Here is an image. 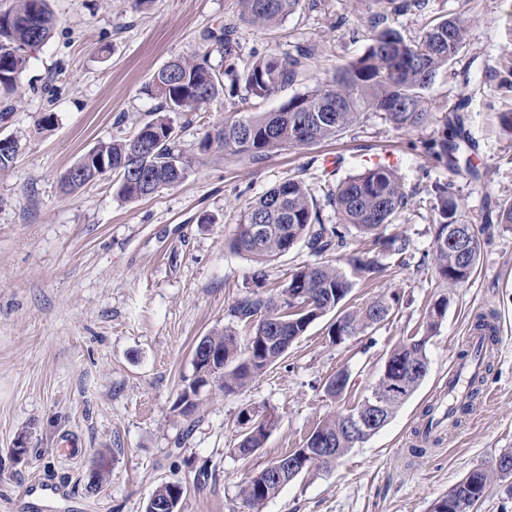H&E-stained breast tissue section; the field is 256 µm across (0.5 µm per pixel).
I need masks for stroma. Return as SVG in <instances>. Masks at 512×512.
<instances>
[{
    "mask_svg": "<svg viewBox=\"0 0 512 512\" xmlns=\"http://www.w3.org/2000/svg\"><path fill=\"white\" fill-rule=\"evenodd\" d=\"M55 25L10 96L13 110L0 136L18 152L0 172V512H19L31 478L65 487L79 512H144L157 485L187 487L180 512H250L242 489L266 463L302 447L331 413L368 396L391 350L424 332L426 313L447 299L428 346L429 372L389 423L335 465L305 471L262 512H429L474 468L493 471L512 450V224L487 215L512 202V136L499 122L512 109V0H428L424 11L389 14L386 24L417 39L429 21L469 19L466 40L448 70L424 92L435 120L416 131L392 128L367 112L336 139L272 152L264 161L219 150L204 156L179 185L135 202L119 200L111 178L72 194L61 178L99 142L126 138L153 118L157 100L143 92L174 58L207 56L224 69L210 32L237 26V52L282 53L316 46L298 80L261 102L279 108L292 96L359 57L368 45L364 0H301L277 27L240 20L238 0H50ZM469 71L462 86L458 74ZM224 96L175 118L178 141L196 152L208 130L232 111ZM463 110L481 177L450 172L426 157L438 115ZM335 168H327V158ZM391 158L411 196L389 234L410 239L408 255L380 256V272L353 281L348 303L400 292L383 323L340 343L327 331L334 314L315 320L287 355L232 395L201 393L200 421L188 427L173 406L192 374L200 337L231 329L246 339L251 324L231 313L252 293L274 295L298 267L313 263L305 244L267 262L255 285V262L229 243L246 204L301 175L327 223L336 215L327 194L374 159ZM451 183L461 221L483 243L464 285L438 279L423 258L433 251L432 183ZM492 316L501 347L490 360L467 415L441 443L412 453L415 427L464 350L477 315ZM349 384L337 399L324 386L338 370ZM273 414L264 445L240 456L237 417ZM24 438L23 458L9 453ZM104 450L106 477L89 471ZM207 468L211 478L197 484Z\"/></svg>",
    "mask_w": 512,
    "mask_h": 512,
    "instance_id": "stroma-1",
    "label": "stroma"
}]
</instances>
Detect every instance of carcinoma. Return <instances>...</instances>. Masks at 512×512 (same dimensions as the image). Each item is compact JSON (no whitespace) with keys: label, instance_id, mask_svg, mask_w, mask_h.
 Instances as JSON below:
<instances>
[{"label":"carcinoma","instance_id":"cac0c4a2","mask_svg":"<svg viewBox=\"0 0 512 512\" xmlns=\"http://www.w3.org/2000/svg\"><path fill=\"white\" fill-rule=\"evenodd\" d=\"M301 0H239L241 20L254 27H270L292 14ZM428 0H372L378 11L371 13L372 34L364 53L349 64L336 69L329 78L317 82L308 91L290 98L273 112H253V102L264 100L293 83L315 56V48L298 44L281 54L254 56L244 62L238 74L237 62L220 71L202 56L195 59L174 58L150 80L144 93L160 100L163 114L143 123L129 138L95 145L73 165L79 173H65L61 179L64 192L72 193L96 180V162L112 166L116 196L131 202L152 196L163 189L182 183L192 171L196 158L186 154L177 142L173 116L194 112L202 104L224 94V78H242V94L235 111L206 132L199 144L203 153L213 149L244 156L258 163L270 153L309 146L335 139L366 112H376L397 130L411 131L425 126L432 119L424 90L449 64L463 46L468 20L453 16L430 23L422 35L407 41L390 26L379 27L386 11L401 12L426 8ZM53 15L49 0H17L15 9L0 12V93L7 98L15 90L19 76L26 69L29 57L26 47L44 44L52 34ZM236 27L224 25L215 42L224 47V54L233 57L237 45ZM441 136L424 143V152L435 163L454 171L459 167L462 145L473 148L464 134V118L458 112L439 117ZM137 155V174L129 172L124 162L133 152ZM434 270L439 278L463 285L471 277L481 256L480 238L466 257L448 248V227L459 223L458 197L449 183L434 184ZM336 211V223H325L320 210L303 180L290 178L249 202L240 216L230 249L252 261L263 263L288 252L290 244L300 241L323 261L304 265L289 277L288 284L274 298L248 295L232 307L233 316L244 322L263 312L271 318L267 327L255 332V338L239 341L230 330L213 332L201 338L209 353L221 357L224 382L216 387L224 394H234L254 378L263 374L288 351L281 341L274 345L270 336H286L295 341L309 325L326 314L343 307L352 283L346 271L328 260L347 248L342 225L351 224L362 233L374 235L373 243L382 252L405 255L411 242L405 237L384 234L383 226L393 223L407 205L409 194L397 170L376 163L336 185L329 193ZM265 225L256 235L255 227ZM346 264L355 274L373 272L375 259L351 253ZM310 300L303 311L292 312L293 302ZM393 292L381 296L362 308L340 312L330 325L328 334L335 342L357 336L384 322L400 303ZM448 300L435 302L428 311L426 331L397 345L372 393L383 397L385 407L376 409L371 398H365L352 409L334 414L319 423L308 435L304 448L313 452L304 469L312 466L329 468L350 449L351 433L347 417L360 414L374 417L372 429L379 431L396 410L419 387L427 375L429 360L427 343L445 315ZM349 383V374L341 370L325 385L332 398L341 396ZM402 391L403 399H392V388ZM178 414L191 431L199 422L200 404L176 405ZM238 425L243 429L239 451L263 447L275 425L271 414L241 411ZM333 440L329 454L317 452V437ZM296 474L284 471L278 479L267 476L262 467L243 489V496L252 512H261L263 505L279 494ZM489 473L483 468L472 470L447 495L432 503L430 512H460V502L474 507L485 495ZM185 488L176 482L158 485L145 505V512H179Z\"/></svg>","mask_w":512,"mask_h":512}]
</instances>
